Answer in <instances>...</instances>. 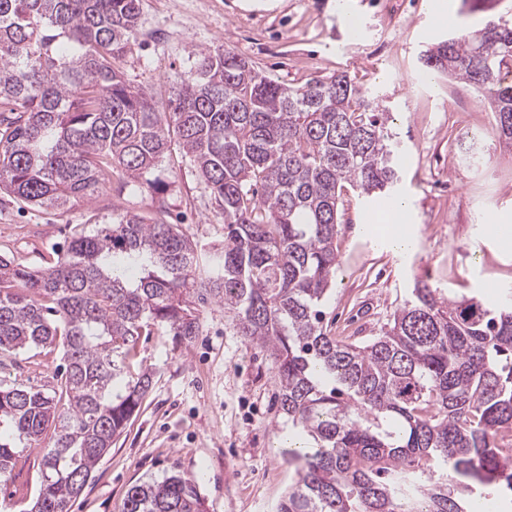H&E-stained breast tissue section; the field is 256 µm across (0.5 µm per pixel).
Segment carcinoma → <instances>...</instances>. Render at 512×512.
<instances>
[{"instance_id":"carcinoma-1","label":"carcinoma","mask_w":512,"mask_h":512,"mask_svg":"<svg viewBox=\"0 0 512 512\" xmlns=\"http://www.w3.org/2000/svg\"><path fill=\"white\" fill-rule=\"evenodd\" d=\"M140 15L141 0H0V191L61 211L114 177L134 190L174 137L224 243L199 251L160 202L76 234L38 270L0 259V355L60 340L66 363L51 393L0 381V477L53 430L30 512H69L152 385L130 370L137 339L198 335L191 298L208 296L274 357L280 408L317 444L288 449L277 512H471L477 498L498 512L512 499V305L420 281L379 336L321 326L344 189L382 197L398 179L389 113L345 71L290 87L226 49L201 53L161 110L112 64ZM423 67L487 91L512 149V22L438 42ZM122 512L205 505L173 473L131 486Z\"/></svg>"}]
</instances>
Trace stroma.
Listing matches in <instances>:
<instances>
[{"label": "stroma", "mask_w": 512, "mask_h": 512, "mask_svg": "<svg viewBox=\"0 0 512 512\" xmlns=\"http://www.w3.org/2000/svg\"><path fill=\"white\" fill-rule=\"evenodd\" d=\"M431 0H142L130 50L114 68L154 103L166 106L200 52L230 49L263 75L291 85L344 70L389 112L399 142L400 179L392 195L409 207L404 224L414 247L400 255L365 233L380 199L350 189L336 240L338 267L322 309L338 336L380 334L416 281L454 298L512 301V152L496 129L481 131L472 153L459 156L458 122L469 118L471 87L426 74L424 50L451 33L491 19H512V0H448L436 18ZM163 199L167 221L199 248L224 239V220L178 143H171L150 185H107L65 213L38 209L0 193V256L43 266L71 236L108 223L113 210L151 209ZM200 332L139 337L135 359L153 371L139 410L104 454L70 512H121L129 486L177 472L197 477L208 512H276L292 483L284 452L289 424L280 410L274 360L246 343L213 299L196 302ZM59 348L20 353L0 378L48 392L59 382ZM42 451L24 450L0 481V512H28L41 475Z\"/></svg>", "instance_id": "35a3bbf8"}]
</instances>
